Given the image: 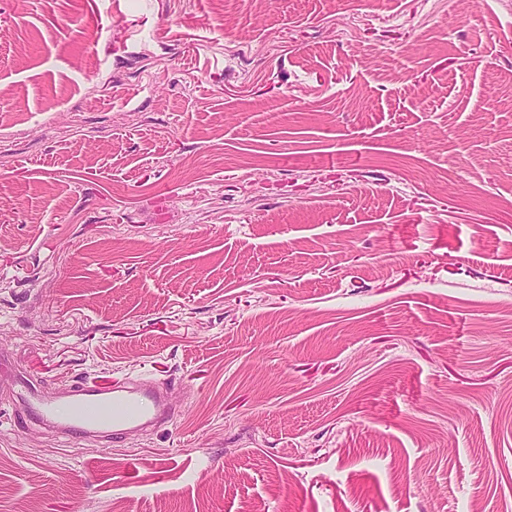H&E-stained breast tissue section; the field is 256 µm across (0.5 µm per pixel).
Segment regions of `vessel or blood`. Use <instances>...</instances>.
Returning a JSON list of instances; mask_svg holds the SVG:
<instances>
[{
	"mask_svg": "<svg viewBox=\"0 0 512 512\" xmlns=\"http://www.w3.org/2000/svg\"><path fill=\"white\" fill-rule=\"evenodd\" d=\"M25 392L20 409L29 422L80 438L91 429H105L113 436L124 431L164 422L173 412L168 387L151 383L96 389L75 382L52 392L32 389L29 380L6 371L0 362V386Z\"/></svg>",
	"mask_w": 512,
	"mask_h": 512,
	"instance_id": "vessel-or-blood-1",
	"label": "vessel or blood"
}]
</instances>
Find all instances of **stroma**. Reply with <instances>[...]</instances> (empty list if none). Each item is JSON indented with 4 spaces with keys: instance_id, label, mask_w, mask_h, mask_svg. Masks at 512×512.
Returning <instances> with one entry per match:
<instances>
[{
    "instance_id": "stroma-1",
    "label": "stroma",
    "mask_w": 512,
    "mask_h": 512,
    "mask_svg": "<svg viewBox=\"0 0 512 512\" xmlns=\"http://www.w3.org/2000/svg\"><path fill=\"white\" fill-rule=\"evenodd\" d=\"M0 351L179 408L0 512H512V0H0Z\"/></svg>"
}]
</instances>
